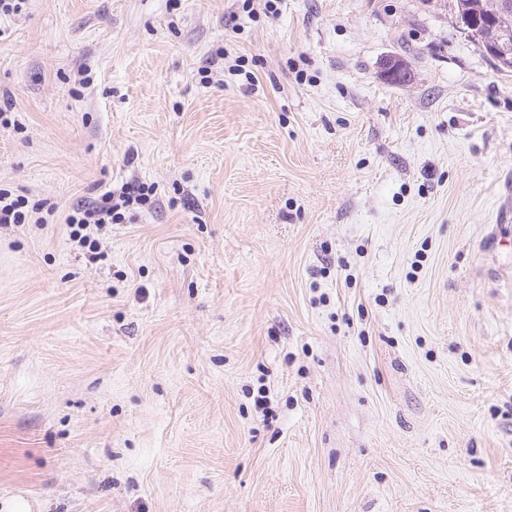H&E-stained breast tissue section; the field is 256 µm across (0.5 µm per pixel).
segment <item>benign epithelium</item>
Returning <instances> with one entry per match:
<instances>
[{"instance_id":"obj_1","label":"benign epithelium","mask_w":512,"mask_h":512,"mask_svg":"<svg viewBox=\"0 0 512 512\" xmlns=\"http://www.w3.org/2000/svg\"><path fill=\"white\" fill-rule=\"evenodd\" d=\"M476 9L492 18L490 29L480 30L471 24V16ZM511 14L512 0H464L460 3V20L468 27L467 33L480 44L484 55L501 70H512V47L502 43L501 37ZM382 75L391 83H405L411 78L406 63L396 56H390L382 62Z\"/></svg>"}]
</instances>
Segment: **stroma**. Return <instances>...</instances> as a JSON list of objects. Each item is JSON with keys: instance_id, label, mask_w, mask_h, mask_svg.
<instances>
[{"instance_id": "obj_1", "label": "stroma", "mask_w": 512, "mask_h": 512, "mask_svg": "<svg viewBox=\"0 0 512 512\" xmlns=\"http://www.w3.org/2000/svg\"><path fill=\"white\" fill-rule=\"evenodd\" d=\"M276 7L0 18V505L512 512V73L439 0ZM382 75L391 83H405L411 78L406 63L396 56L387 57L382 62ZM144 189V187H140L136 192L120 193L118 198H115L112 192H108L102 195L100 200L78 205L65 220V223L69 224L72 229L69 234L70 239H77V243L81 246L89 243V248H91L92 241L90 240V233L87 232L91 224L96 229L101 224H112L114 217L120 215L118 211L121 208L129 206L130 203H137L144 196H147V193L143 192ZM83 231H86V233L83 234ZM22 196L12 197V193L0 189V223L1 224H30L32 216L26 209Z\"/></svg>"}]
</instances>
